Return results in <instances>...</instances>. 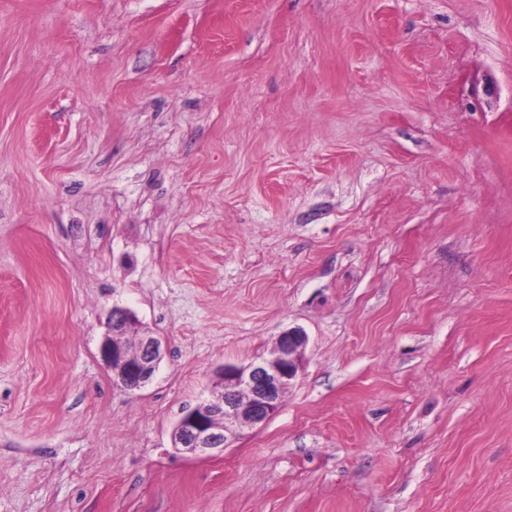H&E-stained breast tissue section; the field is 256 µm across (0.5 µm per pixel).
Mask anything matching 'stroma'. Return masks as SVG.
<instances>
[{
  "label": "stroma",
  "mask_w": 512,
  "mask_h": 512,
  "mask_svg": "<svg viewBox=\"0 0 512 512\" xmlns=\"http://www.w3.org/2000/svg\"><path fill=\"white\" fill-rule=\"evenodd\" d=\"M0 512H512V0H0ZM129 321H133V315L126 308L112 306L107 319V324L112 326V337H105L100 356L112 368L117 382L133 391L143 388L153 378L162 356V341L156 336H140V355L134 359L128 352L123 336H120L123 326ZM308 342L303 329L288 328L267 356L243 366L224 365L223 390L212 391L183 412L174 429V447L197 456L223 453L241 428L269 421L298 376Z\"/></svg>",
  "instance_id": "stroma-1"
}]
</instances>
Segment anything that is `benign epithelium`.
Instances as JSON below:
<instances>
[{"mask_svg":"<svg viewBox=\"0 0 512 512\" xmlns=\"http://www.w3.org/2000/svg\"><path fill=\"white\" fill-rule=\"evenodd\" d=\"M131 321L133 315L127 309L112 306L107 319L112 336L104 339L100 356L117 382L133 391L153 378L162 356V341L151 335L139 337L140 355L133 357L122 337L123 326ZM308 342L303 329L292 327L277 336L268 355L243 366L224 365L223 390L211 392L183 412L174 429V447L197 456L222 453L241 428L269 421L298 376Z\"/></svg>","mask_w":512,"mask_h":512,"instance_id":"benign-epithelium-1","label":"benign epithelium"}]
</instances>
